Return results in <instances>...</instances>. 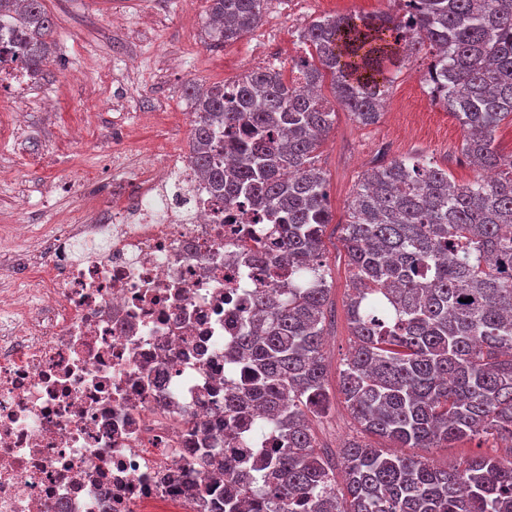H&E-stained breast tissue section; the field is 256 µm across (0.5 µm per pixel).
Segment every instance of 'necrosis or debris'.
I'll return each mask as SVG.
<instances>
[{
  "label": "necrosis or debris",
  "mask_w": 512,
  "mask_h": 512,
  "mask_svg": "<svg viewBox=\"0 0 512 512\" xmlns=\"http://www.w3.org/2000/svg\"><path fill=\"white\" fill-rule=\"evenodd\" d=\"M29 83L1 21L0 111ZM114 167L109 198L0 289V512H215L204 487L236 486L276 443L224 408L255 292L288 283L266 260L274 225L225 206L187 153ZM206 447L223 471L199 468Z\"/></svg>",
  "instance_id": "necrosis-or-debris-1"
}]
</instances>
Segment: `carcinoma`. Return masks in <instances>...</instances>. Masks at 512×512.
<instances>
[{"instance_id":"cac0c4a2","label":"carcinoma","mask_w":512,"mask_h":512,"mask_svg":"<svg viewBox=\"0 0 512 512\" xmlns=\"http://www.w3.org/2000/svg\"><path fill=\"white\" fill-rule=\"evenodd\" d=\"M43 2L0 0L34 77L55 45ZM266 2L209 0V37L237 41ZM300 38L315 49L297 63L300 79L314 87L331 76L337 104L363 126L380 118L390 69L429 44L433 99L467 131V160L500 171L458 184L416 155L362 176L343 227L352 271L353 347L340 377L348 410L398 449L492 436L509 442V455L440 468L355 439L332 454L320 449L313 421L331 410L321 253L331 213L315 153L335 112L275 68L248 73L229 95L222 84L192 81L198 173L224 200L262 208L280 226L275 263L288 272L280 293L255 294L239 341L247 387L228 404L230 413L255 407L278 447L241 488L216 493V512H249L239 501L247 494L263 497L267 512H512V155L494 145L496 128L512 119V0H419L409 21L393 11L328 15Z\"/></svg>"}]
</instances>
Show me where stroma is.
<instances>
[{
    "instance_id": "35a3bbf8",
    "label": "stroma",
    "mask_w": 512,
    "mask_h": 512,
    "mask_svg": "<svg viewBox=\"0 0 512 512\" xmlns=\"http://www.w3.org/2000/svg\"><path fill=\"white\" fill-rule=\"evenodd\" d=\"M288 3L268 0L256 28L235 43L215 47L208 37L206 0H44L55 23L56 46L44 80L21 100L26 125L0 136V228L30 224L39 229L104 201L114 153L143 160L153 151L189 147L188 82H236L256 59L288 68L310 58L313 49L299 33L317 18L390 8L388 0H305L293 9ZM431 59L429 48H422L394 72L389 106L377 123L363 126L337 110L316 153L332 215L322 249L335 316L324 345L333 410L313 428L328 450L362 435L339 388L352 341L347 317L352 278L342 226L362 175L391 159L422 155L456 183L477 177L463 152L465 130L429 94ZM476 453L502 457L506 450L502 441L488 438L413 451L442 467Z\"/></svg>"
}]
</instances>
